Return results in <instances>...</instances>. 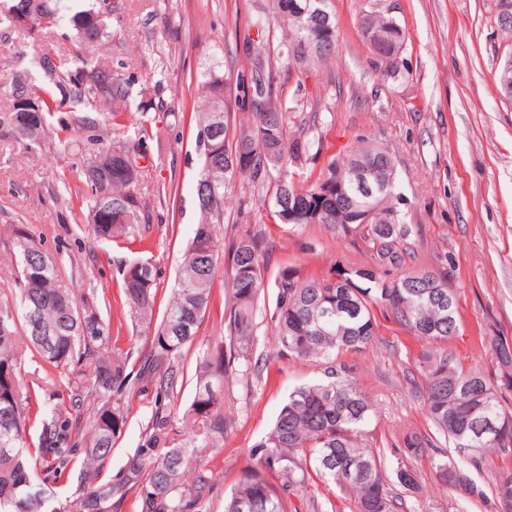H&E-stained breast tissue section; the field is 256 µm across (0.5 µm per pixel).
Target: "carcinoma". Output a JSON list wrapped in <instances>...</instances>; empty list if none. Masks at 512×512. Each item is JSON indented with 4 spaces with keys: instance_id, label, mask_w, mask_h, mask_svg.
I'll return each mask as SVG.
<instances>
[{
    "instance_id": "carcinoma-1",
    "label": "carcinoma",
    "mask_w": 512,
    "mask_h": 512,
    "mask_svg": "<svg viewBox=\"0 0 512 512\" xmlns=\"http://www.w3.org/2000/svg\"><path fill=\"white\" fill-rule=\"evenodd\" d=\"M327 5L329 25L308 21L293 9L297 4ZM330 0H272L255 25L261 32L271 24L288 29L278 53H265L244 40L255 71H264L265 109L247 103V120L231 135L230 114L216 109L225 98L221 70L201 73L208 106L196 118V146L201 170L196 205L201 220L187 242L171 300L156 317L157 270L149 261L133 260L121 269L123 307L148 351L139 371L129 368L131 351L112 348L111 320L104 317L96 290L75 297L61 287L56 261L42 244L18 224L10 229L17 260L15 287L0 289V512H113L132 494L138 512H204L217 482L206 469L205 453L223 447L233 419L224 406V385L232 379L253 380L261 368L253 359L257 316L266 294H272L269 315L278 336L279 354L324 366L322 378L295 388L284 402L269 432L247 454L240 478L224 498V512H300L292 498L308 488L311 472L331 481L354 499L356 512H409L406 499L393 492L398 485L415 493L418 474L404 460L422 457L435 447L432 436L407 430L393 448L397 466L388 467L380 452L359 442L373 407L358 389L352 368L338 354L359 352L377 336L375 313L382 311L396 324L434 344L448 341L458 329L456 295L444 268L407 267L404 241L412 229L404 223L397 193V165L392 153L369 138L339 159H332L312 181L296 178L315 158L311 129L288 134L291 109L283 101L277 56L285 55L304 73L327 65L336 50L338 24ZM100 8L67 15L61 0H0V26L46 30L64 22L81 52L75 58L46 53L42 66L52 84L63 92L39 96L29 82H11L10 108L0 112V138L27 149L40 147L56 134L50 118L58 105L70 106L80 135V112L96 102L128 103L132 81L117 82L112 71L95 58L94 47L108 34L112 15ZM371 62L382 75L395 78L406 33L389 11H374L361 19ZM383 42H378V38ZM81 65V87L73 82L72 65ZM32 96L40 112L24 111ZM144 148L141 130L127 133L114 145L103 146L112 162L98 170L86 165L82 182L88 199L84 217L104 241L143 235L145 208L134 196L140 176L135 163ZM380 170L363 182L361 171ZM246 182L262 197L271 219L300 227L308 215L331 229L358 234L372 251L369 267L333 269L332 275L304 277L294 267L282 268L274 281L266 279L270 262L266 232L260 224H236L235 233L220 242L216 226L224 223V194L237 181ZM354 206L371 213L368 224H336V208ZM224 271L226 299L224 336L201 351L195 367V391L184 406L174 403L182 385L180 364L199 338L212 286ZM500 367L512 371V339L488 341ZM44 368L38 387L51 397L65 386L73 395L71 409L43 415L40 400L23 387L25 366ZM147 378L156 386L155 410L144 444L128 459L116 481L97 480L127 422L124 394ZM421 398L426 417L453 447L462 452L434 461L436 477L458 500L483 499L486 492L472 472L494 455L512 458V409L503 404L501 388L512 390V374L502 385L476 369L464 370L451 354L428 357ZM96 397L84 410L82 391ZM39 422L38 443L28 442L30 422ZM50 459L45 475L39 460ZM79 471L75 495L60 502L51 484ZM274 472L272 481L267 473ZM491 493L495 512H512V464L495 472Z\"/></svg>"
}]
</instances>
